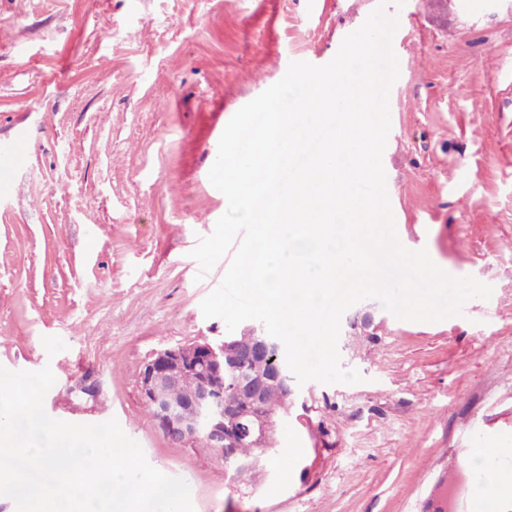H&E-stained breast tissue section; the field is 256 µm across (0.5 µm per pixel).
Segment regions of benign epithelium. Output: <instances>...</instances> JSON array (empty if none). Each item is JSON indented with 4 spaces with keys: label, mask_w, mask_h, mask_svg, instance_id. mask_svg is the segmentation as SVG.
Listing matches in <instances>:
<instances>
[{
    "label": "benign epithelium",
    "mask_w": 512,
    "mask_h": 512,
    "mask_svg": "<svg viewBox=\"0 0 512 512\" xmlns=\"http://www.w3.org/2000/svg\"><path fill=\"white\" fill-rule=\"evenodd\" d=\"M280 340L246 328L219 346L207 342L155 352L139 377L143 401L170 440L203 437L237 482L255 480L259 466L237 453L240 442L263 452L274 447L276 417L261 411L265 390L276 384L294 392L293 379L278 361ZM242 405H224V389Z\"/></svg>",
    "instance_id": "benign-epithelium-1"
}]
</instances>
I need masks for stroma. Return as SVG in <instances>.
Segmentation results:
<instances>
[{"instance_id": "1", "label": "stroma", "mask_w": 512, "mask_h": 512, "mask_svg": "<svg viewBox=\"0 0 512 512\" xmlns=\"http://www.w3.org/2000/svg\"><path fill=\"white\" fill-rule=\"evenodd\" d=\"M378 0H0V140L26 160L0 198V366L51 368L43 406L117 420L194 512H423L467 448L512 445V0H406L384 150L396 231L492 286L462 315L342 321L357 384L310 381L251 485L175 442L141 397L157 350L221 342L200 303L229 265L190 252L228 202L219 139L291 62L321 66Z\"/></svg>"}]
</instances>
